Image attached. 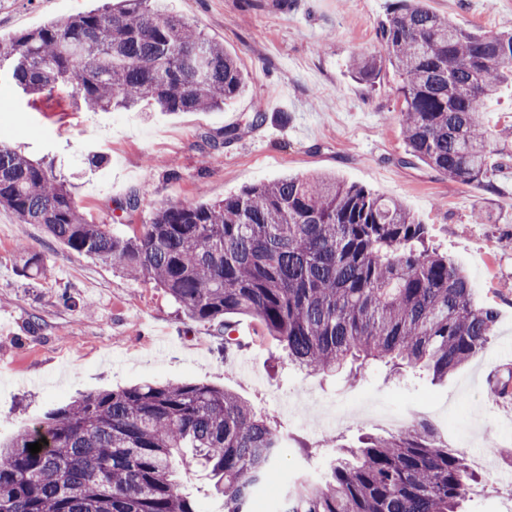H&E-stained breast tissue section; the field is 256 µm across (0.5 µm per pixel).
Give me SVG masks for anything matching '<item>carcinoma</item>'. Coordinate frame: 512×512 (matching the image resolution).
<instances>
[{
  "label": "carcinoma",
  "mask_w": 512,
  "mask_h": 512,
  "mask_svg": "<svg viewBox=\"0 0 512 512\" xmlns=\"http://www.w3.org/2000/svg\"><path fill=\"white\" fill-rule=\"evenodd\" d=\"M378 38L380 51L353 56L351 68L371 83L387 69L399 77L400 164L490 185L512 164V122H485L486 103L512 89V27L466 30L426 0H392ZM2 72L46 98L69 86L73 105L90 112L213 111L244 87L224 45L166 0H119L26 31L0 45ZM0 207L153 283L189 318L218 326L226 344V316H251L288 364L312 375L380 361L440 382L488 345L498 317L474 303L468 277L430 245L427 225L328 174L250 186L218 203L166 204L124 239L85 220L53 164L0 140ZM284 442L224 388L90 392L0 445V512H200L177 481L178 462L208 471L224 512H253V488ZM478 485L437 428L419 422L340 448L320 480H293L285 502L288 512H461Z\"/></svg>",
  "instance_id": "obj_1"
}]
</instances>
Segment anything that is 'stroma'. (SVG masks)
I'll return each instance as SVG.
<instances>
[{"mask_svg": "<svg viewBox=\"0 0 512 512\" xmlns=\"http://www.w3.org/2000/svg\"><path fill=\"white\" fill-rule=\"evenodd\" d=\"M105 0H0V42L103 7ZM390 0H169L223 43L245 76L243 93L212 112H89L65 93L24 94L0 76V123L27 156L52 159L76 185L89 223L129 238L157 208L220 201L283 177L330 173L402 203L430 242L466 273L475 303L497 309L490 343L447 380L431 383L377 363L362 375L308 376L277 363L276 341L253 334L225 348L215 326L191 320L154 285L76 254L38 224L0 208V443L77 397L142 383L191 382L230 390L277 421L288 439L284 472L306 468L300 446L388 435L422 417L448 425L466 458L492 457L504 477L463 512H512V399L493 387L512 375V167L493 188L401 165L398 77L359 79L357 53L378 51ZM470 30L512 25V0H427ZM264 122L245 125L254 110ZM242 127L240 139L223 132ZM92 155L101 166L89 165ZM92 311H84V301Z\"/></svg>", "mask_w": 512, "mask_h": 512, "instance_id": "1", "label": "stroma"}]
</instances>
